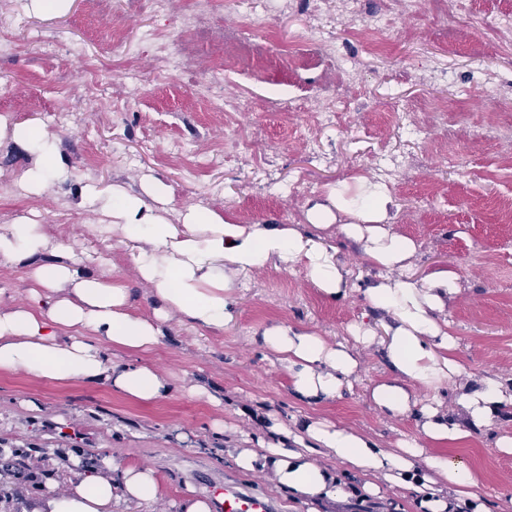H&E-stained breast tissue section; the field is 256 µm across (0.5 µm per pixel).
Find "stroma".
Listing matches in <instances>:
<instances>
[{"mask_svg": "<svg viewBox=\"0 0 512 512\" xmlns=\"http://www.w3.org/2000/svg\"><path fill=\"white\" fill-rule=\"evenodd\" d=\"M28 0H0V41L15 44L0 55V117L34 122L59 141L70 177L41 194L12 195L34 155L0 143V225L32 216L92 254L93 272H113L130 291L134 312L150 313L153 298L121 246L105 247L91 233L98 213L78 204L83 185L123 184L141 190L144 177L166 182L173 193L170 221L188 205L222 211L234 224H302L314 205L329 204L341 179L358 193L359 178L383 185L393 205L389 224L417 246L410 277L437 268L459 275L448 303L460 373L437 396L450 417L461 418V392L492 377L512 393V0H476L472 14L413 13L404 0H361L386 15L392 38L378 44L352 30L339 0H263L252 37L263 52L214 69L208 43L189 42L181 24L188 0L169 12L150 11L148 0H71L67 12L41 15ZM120 15L138 36L134 57L113 52L111 21ZM324 27L331 56L306 65L282 55L310 26ZM190 47V71L158 73L162 50ZM216 80L225 94L251 102L235 117L198 100L197 83ZM73 110L54 112L60 99ZM443 109L446 127L422 134L407 118ZM330 111L333 124L314 126L310 115ZM269 142L277 154L264 172L242 153L224 149L231 131ZM348 281L345 298H323L302 270L276 265L239 275L231 300L234 317L223 331L191 328L178 319L164 326L161 344L146 359L170 380L167 399L139 404L102 384L61 385L23 372L0 373V441L47 449L39 466L44 488H68L70 467L54 454L59 428L76 426L81 448L69 459L108 457L153 468L155 500L112 512H176L199 494L197 477L237 481L270 496L278 512H307L264 474L239 469L235 449L270 439L271 427L293 428L327 418L374 439L380 447L418 436L417 412L394 417L371 401L374 385L389 378L380 345L358 347L359 370L335 399L307 403L291 392L287 370L262 347L266 325L304 326L329 342H348L351 325L383 334L385 313H371L363 290L379 272L342 236H332ZM198 384L217 394L189 395ZM512 436V405L492 429L473 433L442 451L479 469L477 493L489 512L512 498V455L496 446Z\"/></svg>", "mask_w": 512, "mask_h": 512, "instance_id": "35a3bbf8", "label": "stroma"}]
</instances>
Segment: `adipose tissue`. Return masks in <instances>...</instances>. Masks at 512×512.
<instances>
[{
	"label": "adipose tissue",
	"mask_w": 512,
	"mask_h": 512,
	"mask_svg": "<svg viewBox=\"0 0 512 512\" xmlns=\"http://www.w3.org/2000/svg\"><path fill=\"white\" fill-rule=\"evenodd\" d=\"M2 139L37 155V163L20 177L29 193L68 178L55 139L39 125L1 121ZM80 195L82 204L101 216L93 234L104 242L118 240L129 251L138 278L151 288L154 306L147 315L132 312L120 277L84 271V257L64 239L52 235L47 225L19 216L0 225V264H29L31 302L0 308V373L23 371L62 385L102 383L139 403L166 399L171 392L167 376L146 363L112 362L106 350L149 353L174 317L195 329L223 330L232 319L229 298L237 276L272 262L287 271L303 270L327 299L345 297L348 281L325 236L333 227L387 273L364 290L370 308L389 317L385 339L360 323L350 328L351 346L285 324L266 326L260 340L287 369L293 394L311 403L334 399L354 377L359 366L355 345L381 343L392 376L372 388L371 399L393 416L419 407L420 435L382 448L353 428L315 420L282 430L259 447L239 449L237 466L269 472L279 487L308 505V512L362 494L378 497L393 487L413 490L421 512H483L476 493L480 472L462 459L428 453L426 444L458 442L469 438L471 429L491 426L500 408L512 404V395L488 377L459 396L465 422L442 413L436 392L459 373L445 317L449 299L459 291V277L448 269L407 277L417 245L386 224L392 199L383 186L368 184L356 196L338 186L334 208L309 210L308 233L294 224H234L196 205L183 208L179 223H171L172 191L155 176L147 177L137 194L118 185L102 189L88 184ZM340 212L351 216V223L336 224ZM415 387L428 391L425 404L416 403ZM320 454L336 459V466L317 462ZM342 465L365 476V483L356 487L344 481L338 471ZM157 493L152 469L115 464L107 475L78 473L69 492L36 503L32 512H112L113 503L137 505Z\"/></svg>",
	"instance_id": "1"
}]
</instances>
